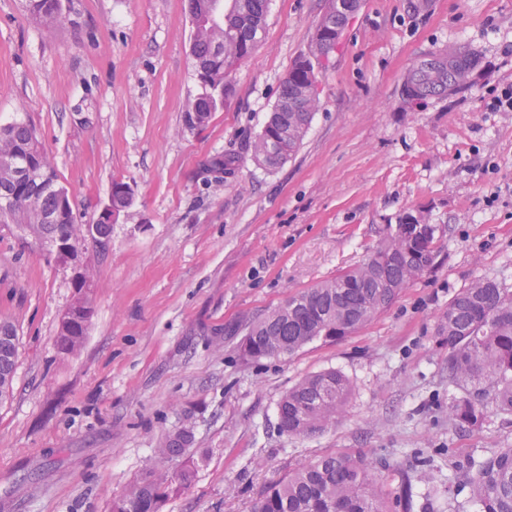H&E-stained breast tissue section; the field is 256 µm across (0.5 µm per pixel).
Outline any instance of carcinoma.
Segmentation results:
<instances>
[{
	"instance_id": "obj_1",
	"label": "carcinoma",
	"mask_w": 512,
	"mask_h": 512,
	"mask_svg": "<svg viewBox=\"0 0 512 512\" xmlns=\"http://www.w3.org/2000/svg\"><path fill=\"white\" fill-rule=\"evenodd\" d=\"M224 14L223 22L196 32L192 53L196 62L209 65L201 91L189 105L186 122L205 124L224 105V78L252 53L264 32L267 0H246ZM31 14L46 24L59 19L60 0H28ZM345 19L329 0L322 20L339 39ZM224 43V62L212 61L215 46ZM332 48L315 35L311 56L294 62L292 69L316 76L314 60ZM408 75L436 92L442 80L432 71L413 66ZM303 84L284 78L276 105L297 100ZM312 112H272L253 143L256 161L277 167L301 146L311 125ZM112 210L121 213L133 203V190L122 180L112 181ZM0 220L20 224L44 245L58 239L79 246L90 229L93 242L110 238L112 225L98 216L90 224L76 222L68 192L58 184L56 165L43 149L35 128L24 121L0 125ZM438 247L424 244L402 247L393 236L380 243L358 267L323 281L288 298L283 304L245 325L244 354L260 359L293 354L316 339L337 341L386 311L402 289L412 282L413 268L432 269ZM90 312L76 315L72 323L62 317L56 336L58 353L77 355L84 344ZM448 343V384L461 391L448 405V420L458 428L477 427L488 405L512 414V290L491 279H480L461 289L448 302L437 329ZM17 359V333L9 321H0V397L12 390ZM350 391L348 379L328 370L305 377L288 390L278 404V425L289 435H310L334 427ZM192 434L178 428L169 432L141 479L113 498L110 512H160L165 499L188 485L194 470L172 477L164 463L186 453ZM470 497L481 512H512V448H500L471 461L460 473ZM253 512H386L382 490L365 460L333 453L302 463L288 477L267 487Z\"/></svg>"
}]
</instances>
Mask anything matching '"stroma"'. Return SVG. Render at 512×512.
<instances>
[{
  "label": "stroma",
  "instance_id": "stroma-1",
  "mask_svg": "<svg viewBox=\"0 0 512 512\" xmlns=\"http://www.w3.org/2000/svg\"><path fill=\"white\" fill-rule=\"evenodd\" d=\"M45 26L26 0H0V125L26 120L55 159L78 223L113 180L134 203L106 245L86 242L96 276L78 356L58 354L76 297L75 264L0 223V321L18 356L0 402V512H109L183 418L194 443L167 462L194 481L161 512H252L270 483L336 451L387 459L385 501L410 512H477L457 465L512 447V415L448 421L449 299L479 279L512 289V112L488 107L512 83V0H361L325 68L296 154L266 168L250 144L328 0H270L265 35L229 77L223 107L184 121L199 92L188 0H62ZM451 46L479 63L459 92L406 101L404 73ZM234 155L216 177L214 158ZM436 225L437 263L384 313L342 340L243 357L233 329L363 263L407 214ZM336 370L351 391L341 421L279 432L278 403ZM430 458L429 481L411 463Z\"/></svg>",
  "mask_w": 512,
  "mask_h": 512
}]
</instances>
